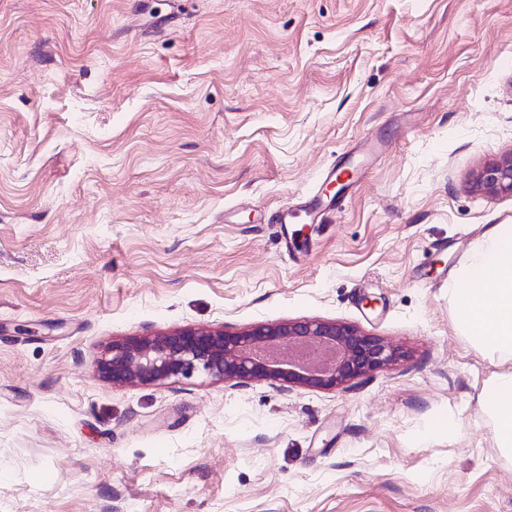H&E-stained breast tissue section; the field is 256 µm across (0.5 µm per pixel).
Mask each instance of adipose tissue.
<instances>
[{
	"label": "adipose tissue",
	"mask_w": 512,
	"mask_h": 512,
	"mask_svg": "<svg viewBox=\"0 0 512 512\" xmlns=\"http://www.w3.org/2000/svg\"><path fill=\"white\" fill-rule=\"evenodd\" d=\"M448 299L455 325L482 353L503 361L482 401L493 421V440L512 456V224L481 236L467 262L450 271Z\"/></svg>",
	"instance_id": "1"
}]
</instances>
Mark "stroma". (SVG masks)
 Masks as SVG:
<instances>
[{"label": "stroma", "instance_id": "stroma-1", "mask_svg": "<svg viewBox=\"0 0 512 512\" xmlns=\"http://www.w3.org/2000/svg\"><path fill=\"white\" fill-rule=\"evenodd\" d=\"M510 153L512 0H0V512H512L445 283L512 224L475 185ZM315 318L403 356L334 391L96 368Z\"/></svg>", "mask_w": 512, "mask_h": 512}]
</instances>
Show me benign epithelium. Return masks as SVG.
Returning a JSON list of instances; mask_svg holds the SVG:
<instances>
[{
	"mask_svg": "<svg viewBox=\"0 0 512 512\" xmlns=\"http://www.w3.org/2000/svg\"><path fill=\"white\" fill-rule=\"evenodd\" d=\"M477 187L512 196V153L486 164ZM401 357L383 339L339 321L255 324L239 331L186 327L133 337L107 348L96 368L114 385L191 379L240 383L263 379L288 387L332 391Z\"/></svg>",
	"mask_w": 512,
	"mask_h": 512,
	"instance_id": "obj_1",
	"label": "benign epithelium"
}]
</instances>
